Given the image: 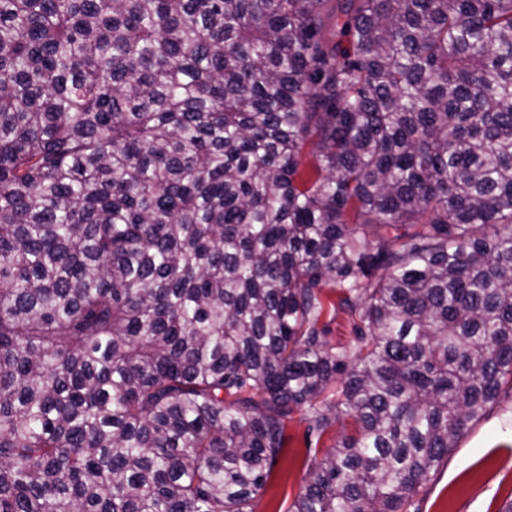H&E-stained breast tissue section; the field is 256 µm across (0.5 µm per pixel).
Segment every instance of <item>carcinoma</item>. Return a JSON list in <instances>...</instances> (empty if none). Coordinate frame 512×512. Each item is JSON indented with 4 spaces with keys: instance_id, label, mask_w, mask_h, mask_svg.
<instances>
[{
    "instance_id": "1",
    "label": "carcinoma",
    "mask_w": 512,
    "mask_h": 512,
    "mask_svg": "<svg viewBox=\"0 0 512 512\" xmlns=\"http://www.w3.org/2000/svg\"><path fill=\"white\" fill-rule=\"evenodd\" d=\"M506 386L512 0H0V512H253L297 410L408 512ZM322 299L326 304V311L321 316L320 326L325 329L327 340L331 345H347L355 342V332L351 318L343 311L336 314L329 313V303L337 299L336 292L331 288L322 290Z\"/></svg>"
}]
</instances>
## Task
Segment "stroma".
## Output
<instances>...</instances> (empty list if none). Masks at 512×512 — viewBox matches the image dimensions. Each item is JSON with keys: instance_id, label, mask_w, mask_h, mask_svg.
Segmentation results:
<instances>
[{"instance_id": "1", "label": "stroma", "mask_w": 512, "mask_h": 512, "mask_svg": "<svg viewBox=\"0 0 512 512\" xmlns=\"http://www.w3.org/2000/svg\"><path fill=\"white\" fill-rule=\"evenodd\" d=\"M304 412L288 421L290 442L255 501V512H289L305 485L312 455ZM512 505V392L458 440L415 495L410 512H505Z\"/></svg>"}]
</instances>
